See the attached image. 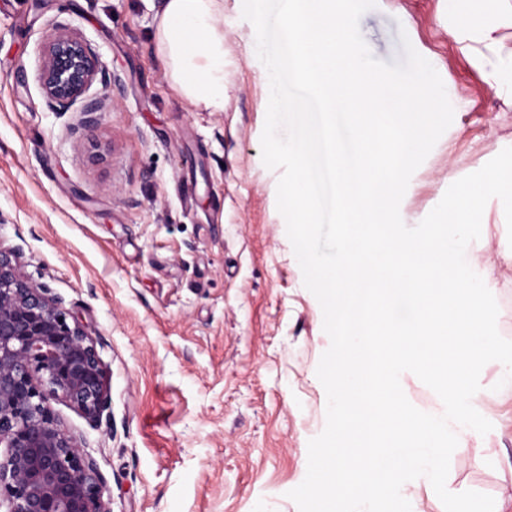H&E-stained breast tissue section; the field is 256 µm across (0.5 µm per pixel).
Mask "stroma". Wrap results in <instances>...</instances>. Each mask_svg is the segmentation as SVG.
<instances>
[{"instance_id":"obj_1","label":"stroma","mask_w":512,"mask_h":512,"mask_svg":"<svg viewBox=\"0 0 512 512\" xmlns=\"http://www.w3.org/2000/svg\"><path fill=\"white\" fill-rule=\"evenodd\" d=\"M159 0H0V245L18 249L88 324L111 404L100 427L53 402L96 459L111 512H298L308 442L326 425L317 367L330 346L277 210L261 135L270 95L242 0H224V109L189 105L158 55ZM82 34L109 78L93 128L56 113L35 80L53 24ZM378 60L402 38L440 75L451 125L400 203L421 222L449 175L512 147V106L448 32L444 0H377L359 20ZM493 212L475 248L512 340V269ZM480 374L492 430L451 456L448 489L512 512V391Z\"/></svg>"}]
</instances>
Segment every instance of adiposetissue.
I'll return each mask as SVG.
<instances>
[{
	"mask_svg": "<svg viewBox=\"0 0 512 512\" xmlns=\"http://www.w3.org/2000/svg\"><path fill=\"white\" fill-rule=\"evenodd\" d=\"M448 32L478 64L498 55L507 0H446ZM155 39L180 93L194 106L224 109V0H162Z\"/></svg>",
	"mask_w": 512,
	"mask_h": 512,
	"instance_id": "obj_1",
	"label": "adipose tissue"
}]
</instances>
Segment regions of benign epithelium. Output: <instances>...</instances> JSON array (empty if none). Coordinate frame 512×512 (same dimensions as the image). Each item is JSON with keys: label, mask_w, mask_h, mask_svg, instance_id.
Returning a JSON list of instances; mask_svg holds the SVG:
<instances>
[{"label": "benign epithelium", "mask_w": 512, "mask_h": 512, "mask_svg": "<svg viewBox=\"0 0 512 512\" xmlns=\"http://www.w3.org/2000/svg\"><path fill=\"white\" fill-rule=\"evenodd\" d=\"M36 81L48 107L84 101V127L107 82L100 56L81 35L55 25L39 46ZM61 401L100 426L110 406L106 371L86 325L68 320L61 297L0 247V508L4 512H110L94 457L54 416Z\"/></svg>", "instance_id": "1"}]
</instances>
